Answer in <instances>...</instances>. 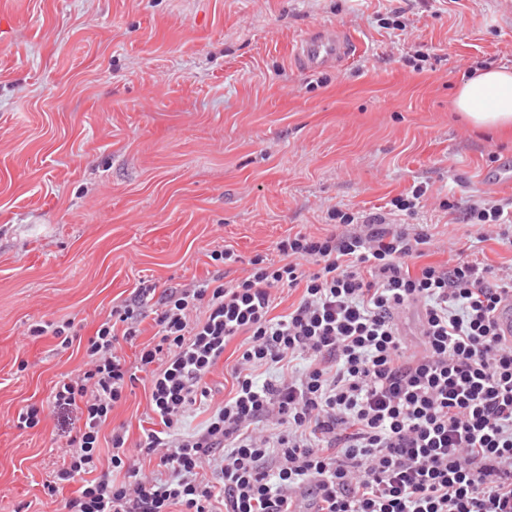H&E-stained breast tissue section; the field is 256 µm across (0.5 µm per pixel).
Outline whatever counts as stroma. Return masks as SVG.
Wrapping results in <instances>:
<instances>
[{
	"label": "stroma",
	"instance_id": "35a3bbf8",
	"mask_svg": "<svg viewBox=\"0 0 512 512\" xmlns=\"http://www.w3.org/2000/svg\"><path fill=\"white\" fill-rule=\"evenodd\" d=\"M355 43L305 71L317 26ZM512 67V0H0V512H64L45 494L65 417L18 412L77 374L112 307L140 282L186 288L233 248L226 280L298 232H335L333 210L376 214L413 186L429 259L512 265V243L475 241L477 200H512V137L453 110L478 67ZM73 320L75 339L30 337ZM149 392L112 411L137 441Z\"/></svg>",
	"mask_w": 512,
	"mask_h": 512
}]
</instances>
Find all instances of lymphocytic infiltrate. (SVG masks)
Returning <instances> with one entry per match:
<instances>
[{
	"label": "lymphocytic infiltrate",
	"instance_id": "1",
	"mask_svg": "<svg viewBox=\"0 0 512 512\" xmlns=\"http://www.w3.org/2000/svg\"><path fill=\"white\" fill-rule=\"evenodd\" d=\"M335 218L340 231L286 236L234 281L216 274L160 299L146 285L113 307L79 373L17 415L24 429L49 406L76 414L45 494L65 512H512V338L495 318L512 271L460 255L424 263L420 224ZM466 221L481 242L512 235L504 204L473 203ZM285 289L301 295L279 315ZM410 309L413 345L399 326ZM149 311L157 339L144 343ZM235 339V383L210 405L206 379ZM262 367L277 379L259 380ZM142 372L149 426L136 448L159 472L131 465L122 431L99 471L102 428ZM203 406L207 420L187 430Z\"/></svg>",
	"mask_w": 512,
	"mask_h": 512
}]
</instances>
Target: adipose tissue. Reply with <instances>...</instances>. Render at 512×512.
Masks as SVG:
<instances>
[{"label": "adipose tissue", "instance_id": "1", "mask_svg": "<svg viewBox=\"0 0 512 512\" xmlns=\"http://www.w3.org/2000/svg\"><path fill=\"white\" fill-rule=\"evenodd\" d=\"M454 106L474 127L512 134V68L477 71L460 86Z\"/></svg>", "mask_w": 512, "mask_h": 512}]
</instances>
